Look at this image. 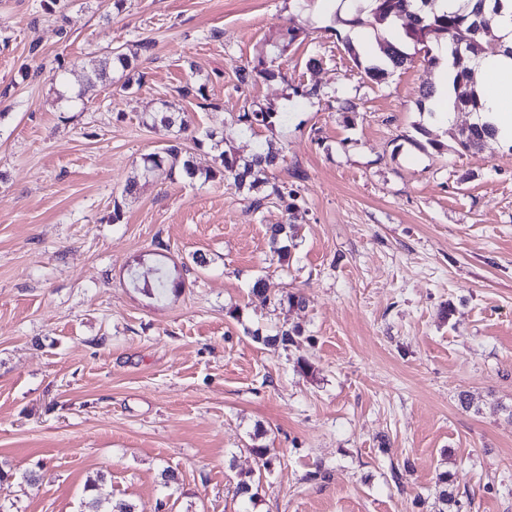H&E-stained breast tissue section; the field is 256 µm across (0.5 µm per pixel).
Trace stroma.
<instances>
[{
    "label": "stroma",
    "mask_w": 512,
    "mask_h": 512,
    "mask_svg": "<svg viewBox=\"0 0 512 512\" xmlns=\"http://www.w3.org/2000/svg\"><path fill=\"white\" fill-rule=\"evenodd\" d=\"M357 4L0 0V512H82L92 494L145 512H512V148L452 151L463 112L427 124L445 151L410 144L435 71L418 55L369 79L377 41L345 49ZM287 27L280 77L239 85ZM140 40L132 93L115 72L87 86ZM164 100L190 135L278 148L268 179L294 208L163 170L125 194L170 137L144 124ZM257 105L273 129L238 124ZM288 220L283 261L268 229ZM161 265L176 285L158 298L143 285ZM287 292L305 306L270 303ZM281 325L302 331L288 350L252 337ZM256 444L280 461L249 500ZM136 46L138 48L135 50L128 49V51H123L120 47L112 49L107 56L99 60L98 65L92 71V75L95 78H103L109 70H112V72L121 70L122 73L132 70L134 62L139 57V51L146 53L152 47L151 43L147 41L140 42Z\"/></svg>",
    "instance_id": "stroma-1"
}]
</instances>
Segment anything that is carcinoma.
I'll use <instances>...</instances> for the list:
<instances>
[{"label": "carcinoma", "instance_id": "carcinoma-1", "mask_svg": "<svg viewBox=\"0 0 512 512\" xmlns=\"http://www.w3.org/2000/svg\"><path fill=\"white\" fill-rule=\"evenodd\" d=\"M501 0H487L486 14L479 17L474 13V0H458V5L450 11H439L435 7L436 0H368V7L358 11L352 18L343 20L350 27L369 26L376 32L386 29H396L399 40L392 42L382 39L379 63L364 67V73L371 79H377L387 70L403 68L411 62V55L403 49V43H415L420 40L418 51L424 52L423 60L430 67H437L442 60L440 49L452 40L468 36L465 43L464 57L449 65L454 73L452 86L454 98L448 100V107L467 108L474 110L479 107L475 89L472 86V63L487 55L496 54V49L502 45L500 35L495 28L498 4ZM300 29L288 28L282 39V50L268 60L259 59L253 65L238 67L236 74L239 83L245 85L258 77L273 78L276 76L274 61L281 58L283 51L299 38ZM151 43L145 41L138 48L124 51L115 48L107 56L99 60L92 75L102 78L112 70L130 71L139 53L148 52ZM169 104L163 103L162 110L149 116L153 124L159 123L170 129L178 127L158 152L141 157L137 174L126 185L125 193L133 194L142 178H147L154 171L166 168L170 173L179 172L190 179L199 178L205 182L220 179L233 184L238 190L250 194V208L259 211L270 197L283 201L293 197V191L285 185L269 184L268 171L278 165L279 153L269 147L263 152H257L248 158H241L233 149L224 148V137L214 132L206 133L214 151L212 163L199 165L190 156L182 134L190 128V123L184 116H173L168 113ZM278 113L270 107L259 106L237 116V121L249 128L270 129L275 125ZM495 129L488 124H470L458 130L454 137V150L457 152L483 151L489 140L494 138ZM297 236L294 224H274L270 228L269 242L274 252L288 256V246L284 242ZM253 338L273 349L287 350L294 345L295 337L300 335L297 328L285 325L278 327L275 333L262 335L255 330ZM251 452L258 458L260 467L268 471L277 460L273 449L267 445H255ZM88 512H135V506L124 501L116 500L105 506L97 497H92L86 503Z\"/></svg>", "mask_w": 512, "mask_h": 512}]
</instances>
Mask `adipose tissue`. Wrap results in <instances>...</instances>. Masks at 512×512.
<instances>
[{
	"label": "adipose tissue",
	"mask_w": 512,
	"mask_h": 512,
	"mask_svg": "<svg viewBox=\"0 0 512 512\" xmlns=\"http://www.w3.org/2000/svg\"><path fill=\"white\" fill-rule=\"evenodd\" d=\"M477 70L483 108L473 119L493 126L500 143L512 144V58L504 55L482 58Z\"/></svg>",
	"instance_id": "1"
}]
</instances>
